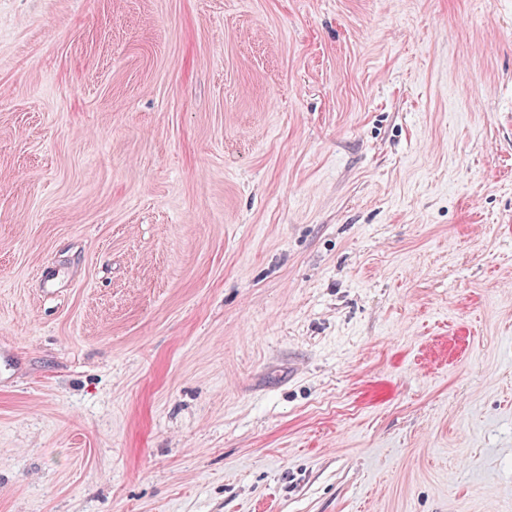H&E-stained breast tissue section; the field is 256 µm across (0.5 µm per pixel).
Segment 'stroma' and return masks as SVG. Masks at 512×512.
I'll return each instance as SVG.
<instances>
[{
	"mask_svg": "<svg viewBox=\"0 0 512 512\" xmlns=\"http://www.w3.org/2000/svg\"><path fill=\"white\" fill-rule=\"evenodd\" d=\"M0 512H512V0H0Z\"/></svg>",
	"mask_w": 512,
	"mask_h": 512,
	"instance_id": "stroma-1",
	"label": "stroma"
}]
</instances>
